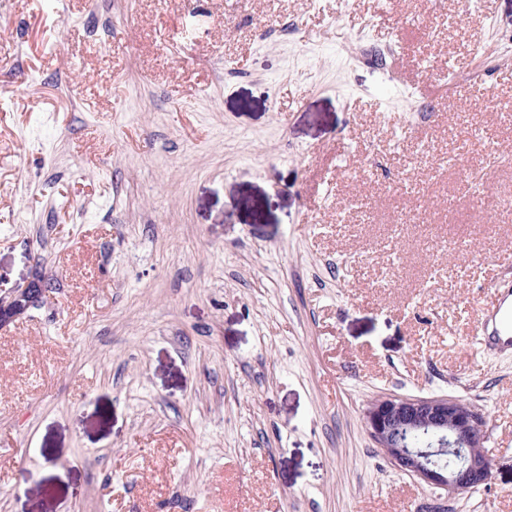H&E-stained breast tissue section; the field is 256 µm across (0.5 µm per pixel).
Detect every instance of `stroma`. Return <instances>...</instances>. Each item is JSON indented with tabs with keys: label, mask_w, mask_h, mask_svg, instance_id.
<instances>
[{
	"label": "stroma",
	"mask_w": 512,
	"mask_h": 512,
	"mask_svg": "<svg viewBox=\"0 0 512 512\" xmlns=\"http://www.w3.org/2000/svg\"><path fill=\"white\" fill-rule=\"evenodd\" d=\"M0 512H419L363 413L488 417L512 512V0H0ZM44 280L41 271L37 270L24 287L14 288L7 295L0 296V330L44 302L48 292L43 287ZM481 341L493 351L512 350V291L504 289L498 304L478 314Z\"/></svg>",
	"instance_id": "35a3bbf8"
}]
</instances>
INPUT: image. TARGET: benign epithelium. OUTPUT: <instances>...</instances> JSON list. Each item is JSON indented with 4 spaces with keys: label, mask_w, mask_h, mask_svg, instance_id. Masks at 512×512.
I'll use <instances>...</instances> for the list:
<instances>
[{
    "label": "benign epithelium",
    "mask_w": 512,
    "mask_h": 512,
    "mask_svg": "<svg viewBox=\"0 0 512 512\" xmlns=\"http://www.w3.org/2000/svg\"><path fill=\"white\" fill-rule=\"evenodd\" d=\"M41 271L0 296V330L44 302ZM367 433L400 472L430 490L422 512H448V501L488 485L493 464L485 452L488 420L471 404L448 396L384 395L366 407Z\"/></svg>",
    "instance_id": "7a95c632"
}]
</instances>
